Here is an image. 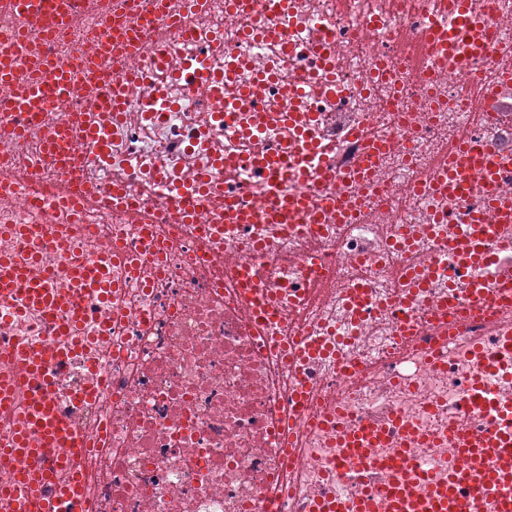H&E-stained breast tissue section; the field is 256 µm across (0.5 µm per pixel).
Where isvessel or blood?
<instances>
[{"mask_svg":"<svg viewBox=\"0 0 512 512\" xmlns=\"http://www.w3.org/2000/svg\"><path fill=\"white\" fill-rule=\"evenodd\" d=\"M447 25L436 26L435 36L447 37L449 61H462L476 55L502 54L490 35L478 36L473 31L469 0H450ZM11 53L0 51V86L12 88L23 100H43L47 97L45 75H53L56 90H64L70 83L68 73L58 70L49 58L35 56L26 66L11 63ZM79 131L86 140L94 139L96 127L81 122L79 128L65 124L57 136L49 138L45 149L49 156L64 159L65 148L72 131ZM447 190L456 195L465 194L472 176H479L483 186L484 206L469 210L462 218L468 231L462 232L451 252L463 266L486 263L485 242L490 228L486 211L494 207V185L500 176L495 152L491 148H476L471 142L461 144L451 158ZM252 165L266 175L267 191H275L272 174L287 175L285 154L268 151L257 155ZM344 213L342 200H330L326 205L312 206L307 195H291L279 199L275 211L266 216L267 222L286 223L298 219L300 223L318 227L327 211ZM256 211L237 205L234 195L224 198V221L228 224H253ZM233 277L240 287L241 297L254 322L262 327L278 319L275 302L258 290L250 269L240 268ZM24 295L28 306L53 315L59 308L73 309L72 320L59 326L57 333L68 336L82 322L78 314L80 291L76 288H53L46 278L35 275L33 269L17 264L13 258L0 256V322L17 316L12 305L15 295ZM495 302L499 310H512V302L505 300L502 289L474 288L468 304L472 307ZM12 360L16 369L15 384L23 386L25 395L20 402L22 416L12 439L0 444V467L8 471L12 486L0 489V512H60L63 501L78 500L81 479L72 472L73 455L88 443L86 431L73 420L64 417L52 397L54 379L48 372L49 364L68 361V354L54 347H29L22 339H14L0 351ZM381 429L359 427L347 431L342 440L343 455L349 459L366 460L372 448L383 440ZM456 447L466 460L463 468L434 480L427 492H420L422 475L418 470H395L382 494L363 493L347 496L332 493L316 503L315 512H377L378 500H385L387 512H476L466 499V489H477L482 495L496 499L499 512H512V426L489 438L465 432L456 438Z\"/></svg>","mask_w":512,"mask_h":512,"instance_id":"obj_1","label":"vessel or blood"}]
</instances>
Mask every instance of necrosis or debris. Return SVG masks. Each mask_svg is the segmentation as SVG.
<instances>
[{"label":"necrosis or debris","instance_id":"4bbe7bcc","mask_svg":"<svg viewBox=\"0 0 512 512\" xmlns=\"http://www.w3.org/2000/svg\"><path fill=\"white\" fill-rule=\"evenodd\" d=\"M159 6L83 0L51 37L39 25L19 33V16L0 10V47L22 64L51 55L74 73L67 93L50 94L39 111L0 96V129L29 128L0 139V254L37 257L55 288L113 249L132 259L113 264L111 301L80 298L78 349L53 389L62 413L92 435L82 460L90 512H310L326 494L374 489L379 460L429 477L459 469L453 432L512 425L496 411L512 405V351L494 312L445 321L438 306L512 272V223L488 238V263L459 269L442 245L480 197L433 181L444 150L467 139L496 150L512 197V56H476L464 70L413 62L399 37L421 36L425 18L446 19L448 0H254L248 14L226 0H171L174 20L134 49L113 48L124 21ZM90 56L126 107L101 118L99 144L71 141L75 183L44 140L96 108L99 93L83 77ZM200 68L230 81L220 91L190 86ZM141 71L144 80L127 82ZM299 118L322 146L307 168L328 164L342 176L315 189L292 175L281 192L344 197L351 221L328 217L316 234L304 224L223 233L225 191L244 208L271 205L252 158L293 153ZM360 128L387 145L364 179L351 172L363 147L350 133ZM202 177L208 193L192 223H180L178 204ZM115 187L131 203L101 207L99 194ZM13 225L26 234H4ZM239 265L279 305L276 324H254L232 278ZM357 288L367 310L349 299ZM15 302L24 311L0 322V339L54 343L43 312ZM404 311L415 333L403 340ZM278 336L325 351L291 370L272 351ZM95 376L101 395L74 402ZM299 382L313 396L296 416ZM478 389L492 408H473ZM364 423L386 430V441L373 461L340 463L338 439Z\"/></svg>","mask_w":512,"mask_h":512}]
</instances>
